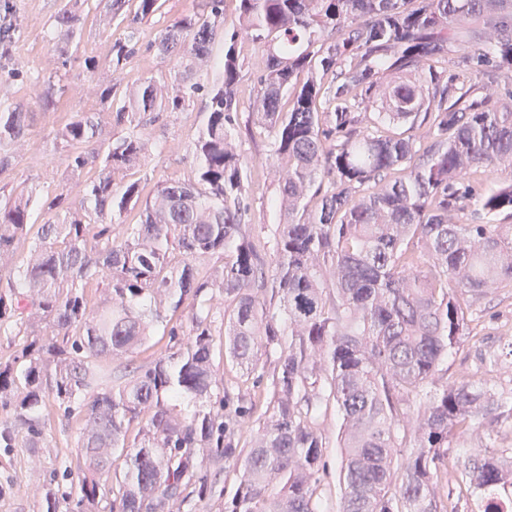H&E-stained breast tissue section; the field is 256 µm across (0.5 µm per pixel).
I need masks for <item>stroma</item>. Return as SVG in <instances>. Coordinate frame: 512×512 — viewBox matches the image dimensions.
I'll use <instances>...</instances> for the list:
<instances>
[{"label":"stroma","mask_w":512,"mask_h":512,"mask_svg":"<svg viewBox=\"0 0 512 512\" xmlns=\"http://www.w3.org/2000/svg\"><path fill=\"white\" fill-rule=\"evenodd\" d=\"M196 2L162 0L160 10L139 24L140 50L123 71L125 84L167 74L169 65L157 55L153 43L168 24L191 10ZM18 5L24 30L14 52L18 65L45 77L61 79L69 92L61 98L56 111L47 112L37 103L28 81L0 79V100L23 104L36 114L16 167L9 175L0 177V182L16 195L27 193L34 184L39 185L41 192L51 193L85 179L84 174L68 170L64 152L53 147L54 135L72 113L100 111L95 91L87 89L86 84L91 79L106 83L111 74L104 68L88 73L84 59L108 58L113 38L122 33L123 26L116 21L111 27H104L95 10H84L76 58L63 69L59 66L51 26L61 0H18ZM206 111L207 101L200 97L191 111L158 120L150 129V154L144 166L131 171L130 180L141 181L151 188L159 180L186 173L194 164L192 144ZM232 138L255 166L252 232L270 238L279 222V214L271 205L276 182L274 170L267 161L270 140L266 134L251 135L243 128L234 131ZM481 308V318L472 334L449 356L446 376L451 380L466 377L477 382L489 379L497 391L508 395L512 393V288H501L488 295ZM76 434V426L62 428L53 414L38 447L20 444L9 450L0 448V512H46L45 491L54 472L63 471L66 456L76 454ZM489 446L497 450L512 448V415L503 414L494 422L454 437L449 455L460 464Z\"/></svg>","instance_id":"1"}]
</instances>
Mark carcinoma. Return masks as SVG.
<instances>
[{
    "instance_id": "obj_1",
    "label": "carcinoma",
    "mask_w": 512,
    "mask_h": 512,
    "mask_svg": "<svg viewBox=\"0 0 512 512\" xmlns=\"http://www.w3.org/2000/svg\"><path fill=\"white\" fill-rule=\"evenodd\" d=\"M136 3L112 43L113 78L96 89L107 111L76 112L55 133L68 168L94 164L97 176L45 199L54 220L18 265L38 192L0 194V331L35 337L0 361V400L13 410L0 447H37L51 396L81 428L69 491L47 489V512H60L61 497L80 512H172L177 502L195 512L224 496L227 464L238 481L224 512H330L321 425L333 409L336 512H455L442 493L450 441L512 408V396L462 378L411 404L471 334L480 300L512 286V182L477 187V174L512 167V104L489 93L512 79V0H239L230 33L224 0H205L155 42L166 81L124 87L135 24L162 6ZM18 18L16 0H0V73L12 79L22 76L10 66ZM81 20L67 0L52 26L69 41ZM242 40L260 47L245 118ZM453 62L462 69L450 76ZM26 80L45 111L66 91ZM199 96L208 104L193 168L142 196L125 176L145 164L147 125ZM242 120L272 138L280 223L270 249L246 222L251 161L231 136ZM33 122L0 102V176ZM108 125L125 134L87 152ZM469 213L483 223H462ZM93 281L103 299L92 305ZM185 306L186 327L174 321ZM160 326L165 350L112 374ZM217 336L241 372L232 384L215 366ZM409 441L416 451L396 478ZM118 457L124 470L100 481ZM459 478L478 512H512V455L470 458Z\"/></svg>"
}]
</instances>
